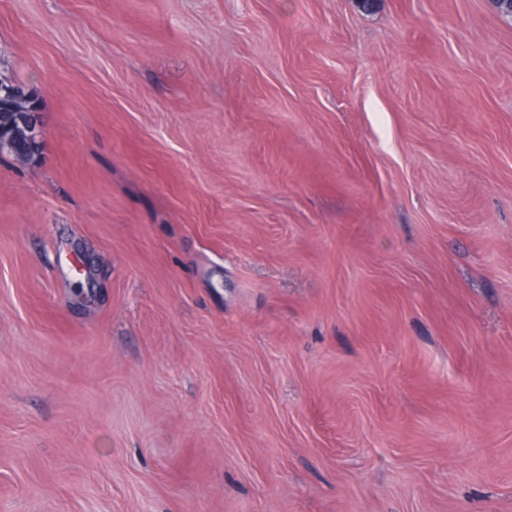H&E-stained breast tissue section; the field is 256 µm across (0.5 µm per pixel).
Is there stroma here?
Wrapping results in <instances>:
<instances>
[{"mask_svg": "<svg viewBox=\"0 0 512 512\" xmlns=\"http://www.w3.org/2000/svg\"><path fill=\"white\" fill-rule=\"evenodd\" d=\"M0 512H512V17L0 0Z\"/></svg>", "mask_w": 512, "mask_h": 512, "instance_id": "obj_1", "label": "stroma"}]
</instances>
